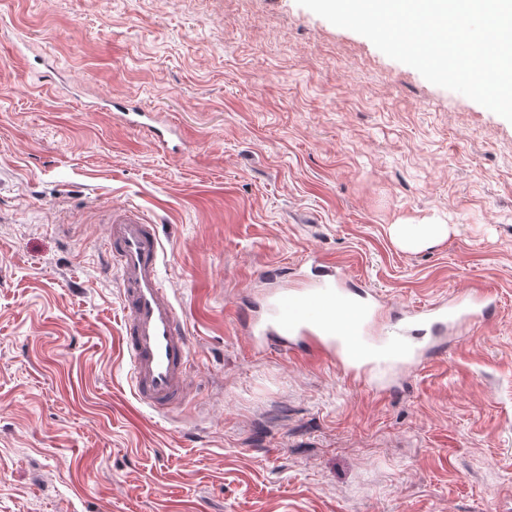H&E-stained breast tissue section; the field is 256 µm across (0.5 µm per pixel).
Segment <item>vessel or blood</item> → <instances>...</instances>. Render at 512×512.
<instances>
[{
  "instance_id": "vessel-or-blood-1",
  "label": "vessel or blood",
  "mask_w": 512,
  "mask_h": 512,
  "mask_svg": "<svg viewBox=\"0 0 512 512\" xmlns=\"http://www.w3.org/2000/svg\"><path fill=\"white\" fill-rule=\"evenodd\" d=\"M106 252L118 270L122 320L120 348L137 401L154 410L186 404L191 339L184 315L161 275L163 254L152 224L133 207L110 212ZM303 287L275 289L241 324L253 344L333 363L375 393L392 392V368L447 351L442 337L490 318L484 289L406 310L381 324L384 302L369 288L346 285L339 261L311 255Z\"/></svg>"
}]
</instances>
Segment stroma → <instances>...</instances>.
I'll return each mask as SVG.
<instances>
[{"label":"stroma","mask_w":512,"mask_h":512,"mask_svg":"<svg viewBox=\"0 0 512 512\" xmlns=\"http://www.w3.org/2000/svg\"><path fill=\"white\" fill-rule=\"evenodd\" d=\"M128 205L191 337L170 413L119 349ZM311 251L492 316L370 394L237 325ZM0 512H512V123L296 0H0ZM429 221L425 224H394L390 233L393 240L405 248L431 246L448 236V224Z\"/></svg>","instance_id":"35a3bbf8"}]
</instances>
